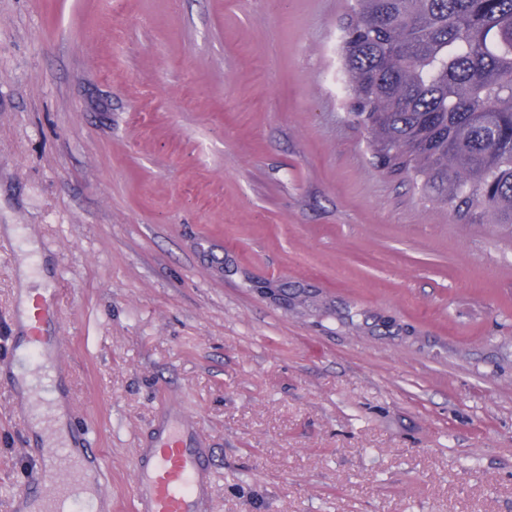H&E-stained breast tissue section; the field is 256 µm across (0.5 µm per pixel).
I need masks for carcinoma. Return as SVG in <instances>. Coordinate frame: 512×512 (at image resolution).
<instances>
[{
	"mask_svg": "<svg viewBox=\"0 0 512 512\" xmlns=\"http://www.w3.org/2000/svg\"><path fill=\"white\" fill-rule=\"evenodd\" d=\"M338 56L383 169L512 227V0H350Z\"/></svg>",
	"mask_w": 512,
	"mask_h": 512,
	"instance_id": "carcinoma-1",
	"label": "carcinoma"
}]
</instances>
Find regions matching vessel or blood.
<instances>
[{
    "instance_id": "obj_1",
    "label": "vessel or blood",
    "mask_w": 512,
    "mask_h": 512,
    "mask_svg": "<svg viewBox=\"0 0 512 512\" xmlns=\"http://www.w3.org/2000/svg\"><path fill=\"white\" fill-rule=\"evenodd\" d=\"M55 289L35 293L22 335L11 336L40 356L46 371L57 373L63 352L54 331L58 320ZM34 465L12 501L13 512H67L80 489H91L88 512H105L109 499L102 479L104 465L98 449H65L44 457L31 451ZM210 455L197 423L179 413L159 430L151 448L135 461L133 496L136 512H208Z\"/></svg>"
}]
</instances>
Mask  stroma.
I'll use <instances>...</instances> for the list:
<instances>
[{
  "label": "stroma",
  "mask_w": 512,
  "mask_h": 512,
  "mask_svg": "<svg viewBox=\"0 0 512 512\" xmlns=\"http://www.w3.org/2000/svg\"><path fill=\"white\" fill-rule=\"evenodd\" d=\"M347 9L0 0V336L56 289L112 512L165 400L207 441L209 512H512V229L378 166ZM61 440L0 386V512Z\"/></svg>",
  "instance_id": "1"
}]
</instances>
